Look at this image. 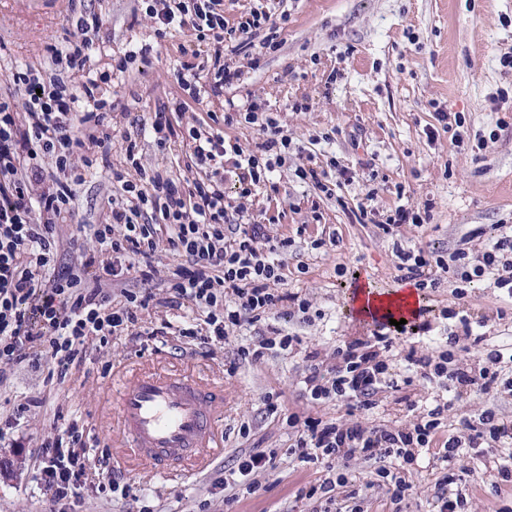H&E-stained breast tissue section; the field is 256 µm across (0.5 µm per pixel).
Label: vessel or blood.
<instances>
[{"label": "vessel or blood", "mask_w": 512, "mask_h": 512, "mask_svg": "<svg viewBox=\"0 0 512 512\" xmlns=\"http://www.w3.org/2000/svg\"><path fill=\"white\" fill-rule=\"evenodd\" d=\"M221 399L218 388L188 375L140 373L117 390L120 429L130 449L166 475L207 449Z\"/></svg>", "instance_id": "b4317fda"}]
</instances>
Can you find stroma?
<instances>
[{"instance_id":"35a3bbf8","label":"stroma","mask_w":512,"mask_h":512,"mask_svg":"<svg viewBox=\"0 0 512 512\" xmlns=\"http://www.w3.org/2000/svg\"><path fill=\"white\" fill-rule=\"evenodd\" d=\"M84 5L103 20L92 59L97 71H111L113 59L131 47L154 46L150 64H131L103 86L104 99L117 103L111 114L113 161H122L131 138L144 168L186 176L185 141L175 139L161 150L139 135L140 118L161 100L185 103L173 115L175 125L212 127L247 152L259 140L256 127L215 125L210 113L231 101L257 105L277 119L290 146L272 184L257 188L244 205L271 237L291 241L281 255L284 279L273 292L299 294L310 309L287 319L271 310L269 324L301 343L254 361L240 351L255 341L257 327L243 326L221 343L179 336L178 326L199 323L193 303L166 307L170 290L164 276L126 280L125 288L153 296L134 331L112 335L105 344L88 343L84 363L65 381L49 379L41 359L16 366L0 384V428H12L0 440V512H54L32 454L74 421L83 425L88 444L108 450L120 485L115 492L82 489L74 512H313L308 493L327 478V467L290 454L296 435L291 420L312 416L346 426L401 428L446 392L417 379L400 391L380 392L368 410L342 401L314 404L303 385L306 354L317 352L318 363L329 368L338 346L369 339L373 321L352 311L351 298L361 284L387 294L400 288L395 243L443 255L459 248L474 254L502 226H512V75L500 64L504 53H512V0H224V16L232 23L258 7L287 13L288 20L278 49L248 46L231 57L240 78L219 97L211 92L212 45L179 27L157 39L145 14L147 0ZM70 28L68 0H0V42L7 47L0 59V92L8 90L5 75L11 69L49 67L46 44L62 40ZM185 66L198 75L195 90L176 80ZM443 113L464 118L463 142L453 141L439 119ZM299 167L328 171L334 196L299 180ZM346 170L354 173L353 182L344 180ZM111 193L112 177L99 169L79 186L74 211L59 226L62 263H74L81 250L93 248L90 229L103 223ZM364 197L379 220L400 206L428 218L387 235L378 224L356 220L352 210ZM320 238L325 246L312 248ZM433 276L436 287L420 293L429 332L399 334L381 353L395 379L410 374L409 350L435 351L462 316L479 326L483 339L476 347L459 339V365L473 363L481 350L512 351V297L496 288L493 277L472 283L458 298L451 274L437 270ZM132 368L185 374L220 387L224 400L207 460L188 463L167 478L124 448L108 395ZM36 398L40 408L22 411L23 403ZM490 406L512 419V392L498 387L461 394L441 416L440 439L460 434L463 417ZM272 449V469L253 477L255 493L241 486L231 500L214 493L213 481L235 466L237 456ZM340 470L366 512H437L436 485L447 472L463 493L464 512H512V484L493 489L489 471L469 453L444 464L437 448L423 449L406 473L413 488L398 504L385 488L370 486L373 463L356 456Z\"/></svg>"}]
</instances>
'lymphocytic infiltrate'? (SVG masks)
Instances as JSON below:
<instances>
[{
    "label": "lymphocytic infiltrate",
    "instance_id": "1",
    "mask_svg": "<svg viewBox=\"0 0 512 512\" xmlns=\"http://www.w3.org/2000/svg\"><path fill=\"white\" fill-rule=\"evenodd\" d=\"M146 13L157 26V38L168 28H187L196 40L214 46L215 55L237 53L239 41L261 35L262 47L275 48L281 21L274 13L255 9L237 25L224 17V0H152ZM102 24L97 13L80 10L72 16L73 32L63 45H47L53 71L28 66L11 71L13 92L0 97V383L8 367L29 356L44 355L51 374L65 379L80 365L90 340L107 341L117 331L135 327L139 310L150 295L123 291V303L113 304L110 288L118 278L153 280L159 273L156 256L161 247L183 257L170 269V305L191 301L204 316L208 335L224 341L231 328L264 321L273 307L288 303L307 312V299L295 293L276 294L272 284L283 279L277 255L288 249L286 239L272 240L264 225L255 222L241 204L282 162L288 146L277 120L258 116L254 108L229 107L210 120L233 124L237 118L257 125L260 140L255 150L226 143L220 134L190 128L192 180L177 183L161 172L147 171L137 160V144L127 141L124 161L112 157V127L107 100L100 88L104 74L92 68L95 39ZM234 154L233 175L223 172L224 158ZM112 171L108 198L109 220L97 225L96 250L84 252L72 266H58L61 242L57 225L72 212L76 187L91 170ZM134 167L137 176L125 175ZM232 191H225V184ZM399 270L415 287L434 285L433 269L453 271L461 286L491 275L497 288L512 295V231L501 232L475 257L455 252L449 256L426 253L419 247L399 249ZM389 321L377 322L372 337L336 350V365L322 369L312 364L304 379L312 400H340L368 410L377 394L398 386L388 364L380 357L391 347ZM478 369L456 367L454 348L437 353L409 351L407 360L416 378L447 381L450 388L482 394L500 378L501 352L486 355ZM442 407L426 419L402 429H370L332 421L306 419L296 433L292 454L304 461L325 463L346 485L338 462L353 456L377 462V475L400 496L406 484L400 462H413L420 449L438 442ZM462 433L442 441L443 461L460 449L481 450L492 442L512 446V421L498 418L487 407L461 422ZM40 481L55 502L78 496L86 486L103 491L112 479L106 453L88 449L82 432L69 425L46 439L35 457Z\"/></svg>",
    "mask_w": 512,
    "mask_h": 512
}]
</instances>
